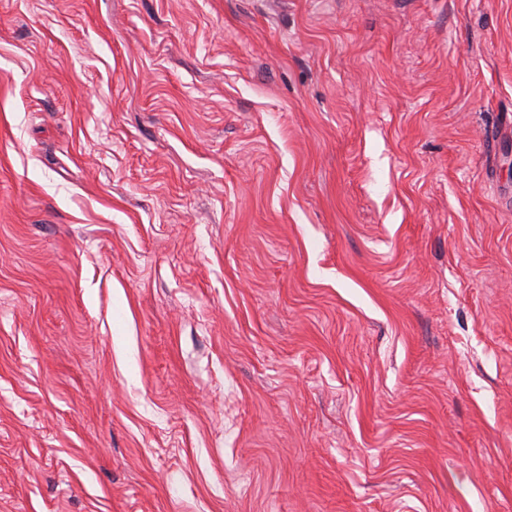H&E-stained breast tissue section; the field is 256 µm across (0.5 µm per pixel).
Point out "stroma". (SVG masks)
<instances>
[{
  "label": "stroma",
  "instance_id": "obj_1",
  "mask_svg": "<svg viewBox=\"0 0 512 512\" xmlns=\"http://www.w3.org/2000/svg\"><path fill=\"white\" fill-rule=\"evenodd\" d=\"M0 512H512V0H0Z\"/></svg>",
  "mask_w": 512,
  "mask_h": 512
}]
</instances>
